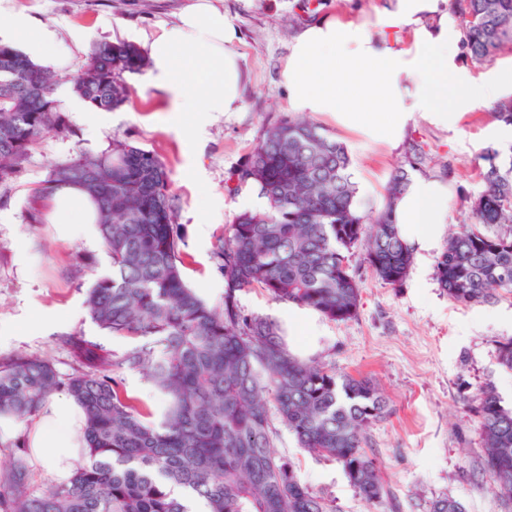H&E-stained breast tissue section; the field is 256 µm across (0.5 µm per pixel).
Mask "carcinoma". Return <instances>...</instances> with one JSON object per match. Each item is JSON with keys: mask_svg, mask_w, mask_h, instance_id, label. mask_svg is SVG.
Returning <instances> with one entry per match:
<instances>
[{"mask_svg": "<svg viewBox=\"0 0 512 512\" xmlns=\"http://www.w3.org/2000/svg\"><path fill=\"white\" fill-rule=\"evenodd\" d=\"M450 6L461 20L470 60L491 62L512 44V0H450ZM144 66L132 43H96L89 61L69 78L71 91L97 109H118L129 98L122 75ZM55 90L45 68L0 44V186L16 182L47 133H72ZM493 117L512 125V97L496 102ZM481 159L483 189L471 201L472 221L448 236L435 266L440 287L462 306L512 291V235L482 231L512 224V145L489 146ZM86 167L99 175L89 195L110 269L86 290L85 305L99 329L131 344L117 355L82 333L67 334L63 343L78 363L68 376L38 355L0 358V416L23 420L64 392L86 412L88 448L87 465L46 491L30 484L25 458L16 457L0 469V512H195L196 503L202 512H335L276 449L275 418L298 447L341 464L359 497L384 504L389 492L375 457L362 447L367 431L389 411L384 395L368 377L298 359L279 325L244 312L238 299L259 287L331 321L351 320L361 288L348 254L363 241L375 276L394 288L404 283L412 254L389 208L373 214L360 208L346 146L296 116H282L263 130L227 180L230 192L256 186L267 210L238 214L213 252L224 274L220 309L185 281L186 230L176 223L159 157L117 140L105 152L83 154L54 170H67L66 184L82 188ZM60 184L50 177L32 189L29 220H43L37 204ZM408 184V171L398 167L386 200ZM127 371L166 397L161 420H151L128 395ZM470 408L492 489L511 503L512 407L488 386ZM430 512L465 509L443 495Z\"/></svg>", "mask_w": 512, "mask_h": 512, "instance_id": "1", "label": "carcinoma"}]
</instances>
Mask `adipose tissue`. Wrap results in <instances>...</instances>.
Masks as SVG:
<instances>
[{"label": "adipose tissue", "mask_w": 512, "mask_h": 512, "mask_svg": "<svg viewBox=\"0 0 512 512\" xmlns=\"http://www.w3.org/2000/svg\"><path fill=\"white\" fill-rule=\"evenodd\" d=\"M412 35L401 47V32ZM236 30L216 0H189L175 21L148 43V82L167 111L181 112L184 136L207 113L243 107L242 62L229 50ZM460 41L448 0H393L374 22L335 18L307 22L293 38L280 71L288 109L321 115L371 144L398 147L410 126L424 121L458 129L479 102L512 88V68L477 83L459 64ZM450 183L417 174L392 204L401 238L419 257L440 248L448 222ZM51 223L65 239L96 234L93 204L83 189L63 186L46 201ZM86 414L72 398H50L24 420L0 417V442L17 441L56 483L88 461Z\"/></svg>", "instance_id": "adipose-tissue-1"}]
</instances>
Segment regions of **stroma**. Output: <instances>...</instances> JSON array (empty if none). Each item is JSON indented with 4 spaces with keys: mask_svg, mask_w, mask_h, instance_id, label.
I'll list each match as a JSON object with an SVG mask.
<instances>
[{
    "mask_svg": "<svg viewBox=\"0 0 512 512\" xmlns=\"http://www.w3.org/2000/svg\"><path fill=\"white\" fill-rule=\"evenodd\" d=\"M183 0H0V28L25 18L53 33L56 73L73 74L88 61L93 44L126 41L144 46L173 20ZM237 31L230 48L245 66L243 109L232 116L212 113L196 137L176 135L175 113L156 109L145 72L125 74L128 102L112 111L67 112L73 132L47 135L32 151L19 180L0 188V356L16 353L51 359L64 374L76 367L62 339L79 332L121 353L128 339L109 336L91 321L85 292L109 269L102 242L62 240L56 225L27 218L29 190L45 180L55 163L109 149L126 140L156 154L170 174L176 221L187 230L186 282L210 305L224 303V277L214 264L219 239L228 235L240 198L253 186L228 192L226 181L257 145L266 124L287 114L279 74L298 26V0H221ZM318 124L343 142L359 175V195L376 200L394 169L407 161L410 144L425 152L420 173L449 177L455 187L449 231L469 223V199L482 184L477 172L492 138L491 107L472 112L455 130L418 123L396 150L338 130L328 118ZM435 257L413 258L402 287L377 279L363 248L349 258L361 287L354 319L318 317L319 333L285 332L299 359L334 363L337 370L371 377L389 402V412L368 431L364 447L379 463L393 502L392 512H429L436 497L463 503L466 512H512L490 488L483 470L479 424L463 405L481 387L494 385L503 405L512 406V373L498 360V344L512 337V292H501L493 307L498 322L479 324L477 306L453 303L435 277ZM276 446L288 455L300 479L336 506V512H375L349 485L337 462L298 448L285 426Z\"/></svg>",
    "mask_w": 512,
    "mask_h": 512,
    "instance_id": "obj_1",
    "label": "stroma"
}]
</instances>
